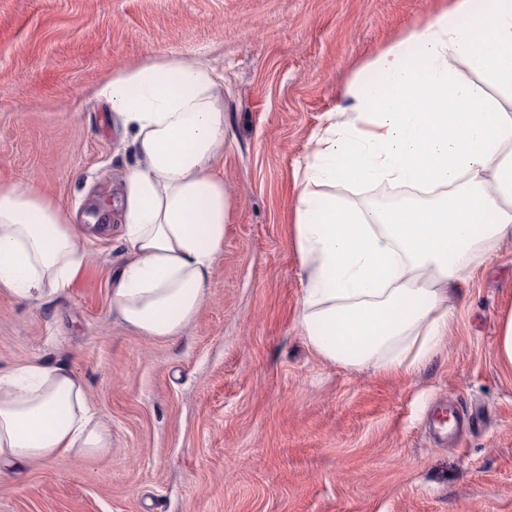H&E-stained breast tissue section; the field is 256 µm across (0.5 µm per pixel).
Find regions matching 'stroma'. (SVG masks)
<instances>
[{
    "instance_id": "obj_1",
    "label": "stroma",
    "mask_w": 512,
    "mask_h": 512,
    "mask_svg": "<svg viewBox=\"0 0 512 512\" xmlns=\"http://www.w3.org/2000/svg\"><path fill=\"white\" fill-rule=\"evenodd\" d=\"M440 0H0V181L110 230L41 308L0 289V370L65 364L105 451L0 473V512H512V236L462 285L418 372L321 360L296 318L293 171L355 73ZM150 57L224 73L230 199L205 299L175 337L110 308L136 149L97 91ZM496 355L502 363L512 367V312L502 323L496 343Z\"/></svg>"
}]
</instances>
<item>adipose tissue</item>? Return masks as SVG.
Wrapping results in <instances>:
<instances>
[{"mask_svg":"<svg viewBox=\"0 0 512 512\" xmlns=\"http://www.w3.org/2000/svg\"><path fill=\"white\" fill-rule=\"evenodd\" d=\"M512 0H450L355 74L346 117L313 137L295 172V249L305 275L297 325L323 361L410 374L441 348L453 296L512 236ZM473 73L465 80L456 65ZM224 78L203 62L152 57L102 95L139 154L125 182V263L112 310L147 336L197 314L224 243L229 199ZM408 189L384 207L330 187ZM87 261L71 215L35 183H0V288L41 307ZM110 445L81 375L31 362L0 372V472Z\"/></svg>","mask_w":512,"mask_h":512,"instance_id":"obj_1","label":"adipose tissue"}]
</instances>
